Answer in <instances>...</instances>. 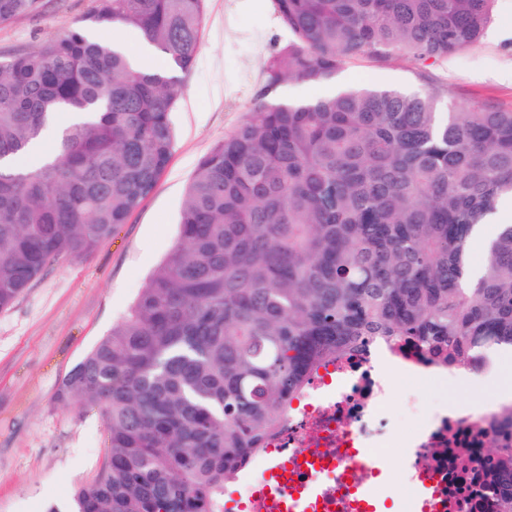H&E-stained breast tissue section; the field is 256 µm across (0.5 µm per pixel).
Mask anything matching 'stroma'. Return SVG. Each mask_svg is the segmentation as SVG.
<instances>
[{
  "mask_svg": "<svg viewBox=\"0 0 512 512\" xmlns=\"http://www.w3.org/2000/svg\"><path fill=\"white\" fill-rule=\"evenodd\" d=\"M92 0H44L40 13L0 25V56L77 27ZM206 21L171 115L175 146L154 191L112 238L87 258L48 267L0 312V512H47L72 502L100 473L107 430L97 409L57 400L63 379L128 312L174 247L188 182L200 159L246 117L264 84L267 59L287 40L268 0H206ZM448 89L461 108L477 100L512 110V0H495L490 24L464 52L420 64L406 56L359 58L315 84H282L276 96L315 98L353 87ZM423 410L443 401L468 408L486 387L470 375L457 391L435 379L404 376Z\"/></svg>",
  "mask_w": 512,
  "mask_h": 512,
  "instance_id": "1",
  "label": "stroma"
}]
</instances>
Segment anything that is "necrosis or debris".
Wrapping results in <instances>:
<instances>
[{"label":"necrosis or debris","mask_w":512,"mask_h":512,"mask_svg":"<svg viewBox=\"0 0 512 512\" xmlns=\"http://www.w3.org/2000/svg\"><path fill=\"white\" fill-rule=\"evenodd\" d=\"M419 349L401 352L372 344L320 370L306 402L272 441L278 462L294 452L319 448L325 462L299 472L297 483L321 485L334 496L331 512H368L362 490L375 487L387 472L380 451L388 447L397 423L389 406L395 371L428 368ZM486 410L445 404L428 416L405 443L404 464L417 492L412 512H497L496 496L481 473L465 470L462 453L489 462L494 454L484 430Z\"/></svg>","instance_id":"4bbe7bcc"}]
</instances>
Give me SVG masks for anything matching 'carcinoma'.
<instances>
[{"instance_id":"cac0c4a2","label":"carcinoma","mask_w":512,"mask_h":512,"mask_svg":"<svg viewBox=\"0 0 512 512\" xmlns=\"http://www.w3.org/2000/svg\"><path fill=\"white\" fill-rule=\"evenodd\" d=\"M82 24L0 58V311L53 263L87 256L155 189L206 0H93ZM495 0H271L288 33L246 119L202 158L177 244L128 314L62 381L100 410L108 452L71 512H224V486L287 423L318 370L416 340L472 370L512 348V224L470 246L512 198V111L447 89L355 88L312 100L279 85L349 61L445 58L475 44ZM42 0H0V23ZM139 33L173 63L142 67L90 30ZM484 469L512 512V398Z\"/></svg>"}]
</instances>
